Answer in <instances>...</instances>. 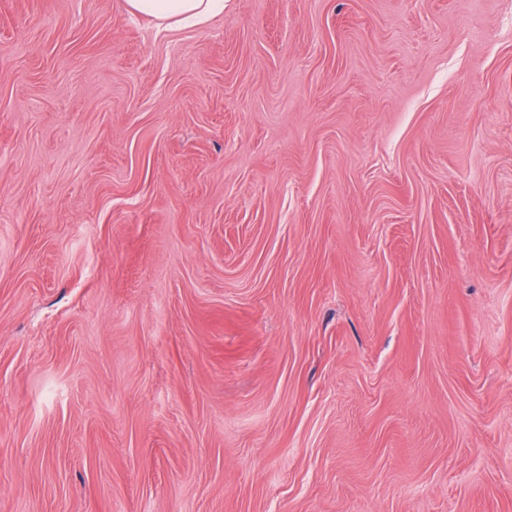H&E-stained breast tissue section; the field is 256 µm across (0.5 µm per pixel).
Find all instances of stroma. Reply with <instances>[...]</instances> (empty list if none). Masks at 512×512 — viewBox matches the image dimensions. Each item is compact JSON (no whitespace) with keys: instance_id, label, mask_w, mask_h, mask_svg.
<instances>
[{"instance_id":"obj_1","label":"stroma","mask_w":512,"mask_h":512,"mask_svg":"<svg viewBox=\"0 0 512 512\" xmlns=\"http://www.w3.org/2000/svg\"><path fill=\"white\" fill-rule=\"evenodd\" d=\"M0 512H512V0H0ZM129 12L149 16L160 23L183 26L206 23L224 12L223 0H126Z\"/></svg>"}]
</instances>
